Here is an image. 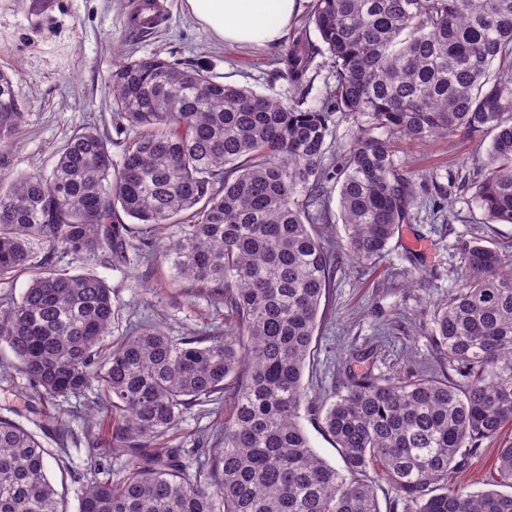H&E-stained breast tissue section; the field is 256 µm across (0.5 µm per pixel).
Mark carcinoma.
Masks as SVG:
<instances>
[{"mask_svg":"<svg viewBox=\"0 0 512 512\" xmlns=\"http://www.w3.org/2000/svg\"><path fill=\"white\" fill-rule=\"evenodd\" d=\"M309 21L336 68L319 104L300 97L315 54L307 40L282 59L284 101L203 67L130 57L109 78L112 112L134 134L120 166L110 137L86 127L55 151L49 174L0 176V284L31 273L20 298L0 297V345L44 422L93 386L106 399L97 422L111 436L89 454L78 512H381L379 476L414 512H512V445L498 449L495 488L448 485V472L512 427V263L490 242L457 243L461 284L432 333L448 369L347 373L319 406L341 467L301 422L303 373L338 263L312 230L328 222V179L348 255L371 261L414 219L419 196L391 139L486 136L472 201L485 223L512 224V0H313ZM347 117L362 124L329 163L327 139ZM23 122L1 69L0 144ZM124 215L152 232L176 227L160 258L176 283L224 304L228 327L175 338L130 321L113 334L104 279L52 259H122L136 239ZM224 400L232 412L214 447L174 443L183 409ZM66 443L49 450L0 417V512H70L49 478ZM116 453L126 461L115 479Z\"/></svg>","mask_w":512,"mask_h":512,"instance_id":"cac0c4a2","label":"carcinoma"}]
</instances>
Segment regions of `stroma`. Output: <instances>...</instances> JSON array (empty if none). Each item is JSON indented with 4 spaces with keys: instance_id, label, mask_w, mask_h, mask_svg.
Returning <instances> with one entry per match:
<instances>
[{
    "instance_id": "obj_1",
    "label": "stroma",
    "mask_w": 512,
    "mask_h": 512,
    "mask_svg": "<svg viewBox=\"0 0 512 512\" xmlns=\"http://www.w3.org/2000/svg\"><path fill=\"white\" fill-rule=\"evenodd\" d=\"M138 0H0V68L13 74L25 122L0 148V172L9 176L50 172L55 151L78 130L94 126L112 136V160L120 162L132 134H115L109 76L127 55L156 54L185 67L207 66L218 81L258 93L287 98L289 86L277 70L299 38L317 48L310 94L317 101L335 82L332 63L309 16L312 0H301V12L279 42L263 47L221 43L196 23L184 0H161L162 21L150 28L132 26ZM395 155L418 183L438 181L448 193V207L432 213L421 206L412 223L400 225L381 258L362 264L340 263L322 300L314 354L303 384L310 404L317 405L341 388L345 368L393 376L422 363L437 368L432 341L433 319L459 286L458 239L492 241L512 255V224H485L471 204L464 183L481 151L478 138L455 137L427 143L396 141ZM58 270L92 272L112 290L120 324L149 316L172 336L203 334L223 325L224 308L204 295L186 296L173 284L168 262H154L128 253L109 265L90 256L76 261L59 256ZM11 351L0 346V407L32 428L30 388L13 369ZM98 405L96 392L64 402L62 422L75 442L59 464L51 466L53 483H64L70 505H77L89 481L87 459L99 428L88 425ZM224 421L223 410L194 406L180 419L177 438L184 447L213 445ZM512 445V428H504L464 467L448 475L449 484L470 492L487 489L494 476L498 449Z\"/></svg>"
}]
</instances>
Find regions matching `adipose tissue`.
Returning <instances> with one entry per match:
<instances>
[{
	"mask_svg": "<svg viewBox=\"0 0 512 512\" xmlns=\"http://www.w3.org/2000/svg\"><path fill=\"white\" fill-rule=\"evenodd\" d=\"M190 15L217 39L241 45L279 41L298 0H185Z\"/></svg>",
	"mask_w": 512,
	"mask_h": 512,
	"instance_id": "adipose-tissue-1",
	"label": "adipose tissue"
}]
</instances>
